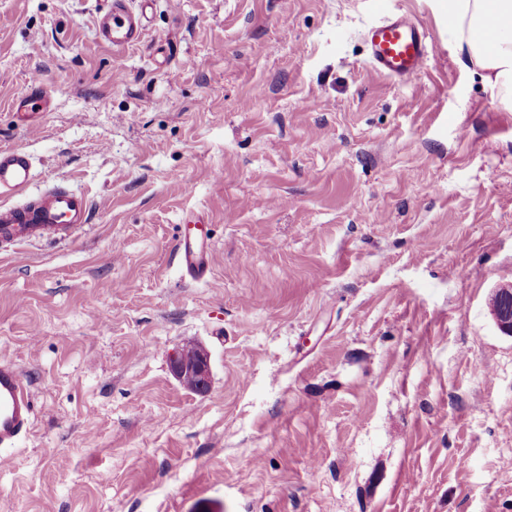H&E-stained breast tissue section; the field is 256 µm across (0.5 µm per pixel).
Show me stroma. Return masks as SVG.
<instances>
[{
    "label": "stroma",
    "instance_id": "1",
    "mask_svg": "<svg viewBox=\"0 0 512 512\" xmlns=\"http://www.w3.org/2000/svg\"><path fill=\"white\" fill-rule=\"evenodd\" d=\"M0 0V148L67 238L0 242V357L34 401L0 512H512V112L437 0ZM424 72L367 63L382 6ZM52 91L28 127L33 81ZM209 226L184 278L180 227ZM196 344L206 392L170 357ZM128 0H107L108 9L97 20V32L102 43L124 49L137 44L146 28V13L133 10ZM368 65L391 81H406L425 69L432 39L410 13L382 10L380 19L367 27ZM184 224L181 236L174 247V258L181 270L193 281L205 280L211 269V253L207 241L191 236Z\"/></svg>",
    "mask_w": 512,
    "mask_h": 512
}]
</instances>
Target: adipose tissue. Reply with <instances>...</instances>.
Listing matches in <instances>:
<instances>
[{
  "instance_id": "ef3b65f1",
  "label": "adipose tissue",
  "mask_w": 512,
  "mask_h": 512,
  "mask_svg": "<svg viewBox=\"0 0 512 512\" xmlns=\"http://www.w3.org/2000/svg\"><path fill=\"white\" fill-rule=\"evenodd\" d=\"M448 34L502 108L512 112V0H447ZM495 34H488L489 25Z\"/></svg>"
}]
</instances>
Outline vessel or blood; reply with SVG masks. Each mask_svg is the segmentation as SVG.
Masks as SVG:
<instances>
[{"instance_id": "1", "label": "vessel or blood", "mask_w": 512, "mask_h": 512, "mask_svg": "<svg viewBox=\"0 0 512 512\" xmlns=\"http://www.w3.org/2000/svg\"><path fill=\"white\" fill-rule=\"evenodd\" d=\"M108 8L97 20L102 43L124 49L137 44L146 28V13L133 10L128 0H107ZM368 64L391 81H406L425 69L432 39L428 30L410 13L382 11L367 27ZM51 98L42 85H34L17 108L35 115L46 111ZM32 182V159L20 149H0V195L26 193ZM88 199L73 190L53 187L32 203L0 207V240L20 243L61 238L76 226L88 223ZM181 270L195 281L205 280L211 269V253L205 241L182 233L174 247ZM34 417L31 391L19 369L0 359V447L11 448L28 433Z\"/></svg>"}]
</instances>
